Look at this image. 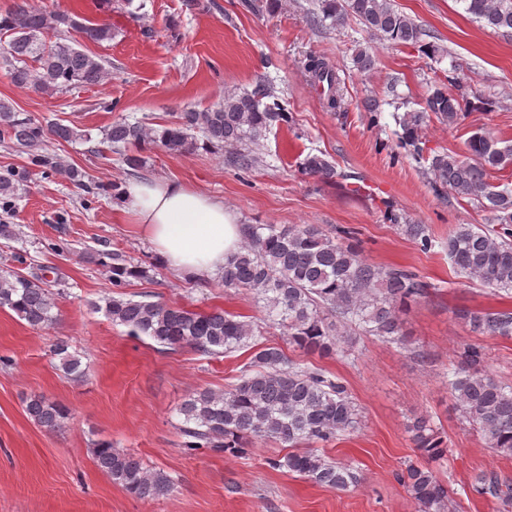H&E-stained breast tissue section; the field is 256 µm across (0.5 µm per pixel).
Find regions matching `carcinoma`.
<instances>
[{
	"mask_svg": "<svg viewBox=\"0 0 512 512\" xmlns=\"http://www.w3.org/2000/svg\"><path fill=\"white\" fill-rule=\"evenodd\" d=\"M464 10L483 27L512 37V0H462ZM322 18L342 26L354 17L367 30L395 44L416 43L421 26L398 11L391 0H319ZM0 31L11 36L4 49L11 82L34 93L53 96L76 86L102 83L106 68L100 58L72 46L88 41H112V24L94 22L65 10H45L30 0H13L0 13ZM53 35L57 42L46 41ZM310 80L320 87L327 107L343 104L340 79L332 65L311 57L305 66ZM483 108L488 102H472L436 84L421 110H410L399 119L401 139L412 154L422 157L418 130L434 116L448 126L458 124L464 106ZM288 112L274 100L263 83L243 93L226 92L215 105L181 112L159 132L124 120L112 123L105 139L119 151L129 146H160L182 155L203 145L225 152L226 161L250 170L257 164L249 144L274 125L288 123ZM71 141L78 132L69 125L43 126L19 117L12 102L0 99V137L28 154L29 165L43 172L63 170L57 157L41 151L47 137ZM469 156L455 152L431 156L428 173L436 189L448 197L468 199L487 214L493 228L457 224L441 246L460 275L496 292L512 293V188L490 181L491 174L512 165V142L486 129L467 142ZM307 175L324 182L336 178V167L319 154L302 162ZM25 172L6 169L0 174V208L9 209ZM405 233L428 250L433 238L425 224H405ZM101 265L112 273V286L143 273L120 255H102ZM224 287L245 290L259 307L275 314L276 324L288 336V344L320 357L348 356L355 336H375L406 347L401 314L410 303L429 297L439 287L402 266H382L362 257L352 231L325 229L318 224H246L244 240L224 262ZM44 278L15 272L0 274V307H7L30 327L40 329L53 321V299ZM105 313L113 323L147 336L169 348L190 347L205 354L254 349L238 382L224 391L204 389L190 394L180 406L182 447L216 448L233 456L245 453L254 439H273L292 448L270 461L274 469H287L321 487L345 490L358 482L355 468L329 459L310 444L350 435L360 425L358 408L345 385L318 368L302 367L282 349L261 345V326L223 310L195 312L159 301L108 297ZM455 315L470 331L481 336L512 338V308L472 310L459 308ZM67 376L82 377L80 361L59 341L53 349ZM448 390L462 419L485 438L497 455L512 457V386L493 378L486 369L485 353L469 345L457 355L448 378ZM25 412L47 431L63 429L69 409L43 395L25 401ZM425 463H409L398 475L418 512H456L454 492L443 483L433 463L448 455V443L427 416L408 426ZM96 467L128 494L155 499L174 488L167 474L145 465L135 454L101 442L93 450ZM474 486L509 506L512 483L484 473L474 476Z\"/></svg>",
	"mask_w": 512,
	"mask_h": 512,
	"instance_id": "1",
	"label": "carcinoma"
}]
</instances>
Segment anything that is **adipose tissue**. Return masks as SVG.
Masks as SVG:
<instances>
[{
	"mask_svg": "<svg viewBox=\"0 0 512 512\" xmlns=\"http://www.w3.org/2000/svg\"><path fill=\"white\" fill-rule=\"evenodd\" d=\"M120 196L162 259L183 275L206 278L221 271L243 241L240 223L223 202L185 184L131 181Z\"/></svg>",
	"mask_w": 512,
	"mask_h": 512,
	"instance_id": "ef3b65f1",
	"label": "adipose tissue"
}]
</instances>
